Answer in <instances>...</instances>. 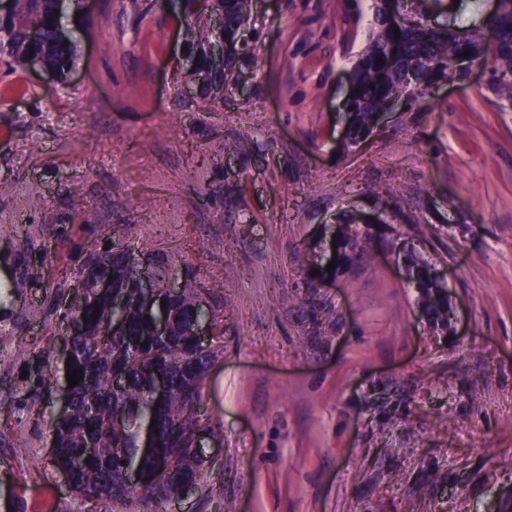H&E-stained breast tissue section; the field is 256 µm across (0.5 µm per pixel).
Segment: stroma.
<instances>
[{"label": "stroma", "instance_id": "obj_1", "mask_svg": "<svg viewBox=\"0 0 512 512\" xmlns=\"http://www.w3.org/2000/svg\"><path fill=\"white\" fill-rule=\"evenodd\" d=\"M60 79L0 57V492L100 512L51 463L60 404L30 397L90 243L165 251L219 310L199 411L202 493L165 512H512V112L482 81L340 147L372 0H253L242 91L188 92L180 0H63ZM243 139L244 154L225 143ZM346 213L385 214L371 259L316 283ZM444 274L421 316L392 244Z\"/></svg>", "mask_w": 512, "mask_h": 512}]
</instances>
